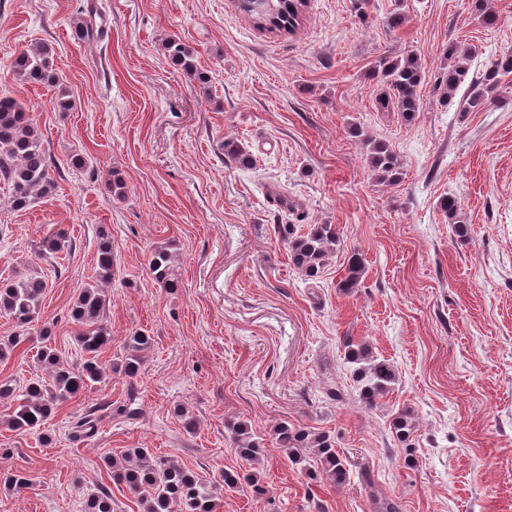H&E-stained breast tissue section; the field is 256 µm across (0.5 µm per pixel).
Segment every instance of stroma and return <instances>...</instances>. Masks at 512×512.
<instances>
[{"label": "stroma", "mask_w": 512, "mask_h": 512, "mask_svg": "<svg viewBox=\"0 0 512 512\" xmlns=\"http://www.w3.org/2000/svg\"><path fill=\"white\" fill-rule=\"evenodd\" d=\"M104 35L80 39L87 4ZM485 25L473 0H307L298 31H260L233 0H0V95L30 112L57 182L53 197L17 211L0 182V279L40 275L48 283L27 341L0 361V384L42 371L39 332L77 363L70 309L93 283L99 239L112 234L115 275L104 318L112 343L107 371L36 432L0 428V512H83L109 476L103 459L149 448L208 473L220 512H512V74L498 98L463 111L466 88L446 98L437 77L444 50L472 47L469 78L512 51V0H487ZM403 9L406 20L386 18ZM190 47L208 88L190 82L165 49ZM54 51L60 85L16 82L23 48ZM420 59L412 121L381 111L387 89L373 73L405 51ZM72 108L59 111L58 89ZM386 142L402 163L399 182L379 179L365 138ZM243 144L239 167L224 142ZM124 198L108 189L111 174ZM294 208L270 205L271 191ZM460 202L458 237L439 202ZM335 225L339 244L319 278L294 268L283 227ZM65 235L55 253L48 239ZM168 247L175 289L150 261ZM361 287L338 283L352 253ZM151 336L136 380L111 372L127 336ZM370 344L394 367L393 391L375 405L359 397L344 337ZM136 387L135 419L110 405ZM198 421L187 433L175 407ZM95 411L98 429L72 428ZM415 423L411 445L392 429L399 412ZM265 440L260 464L240 458L228 423ZM334 437L350 479L312 480L272 437L280 422ZM257 470L263 494L225 490L224 470Z\"/></svg>", "instance_id": "stroma-1"}]
</instances>
